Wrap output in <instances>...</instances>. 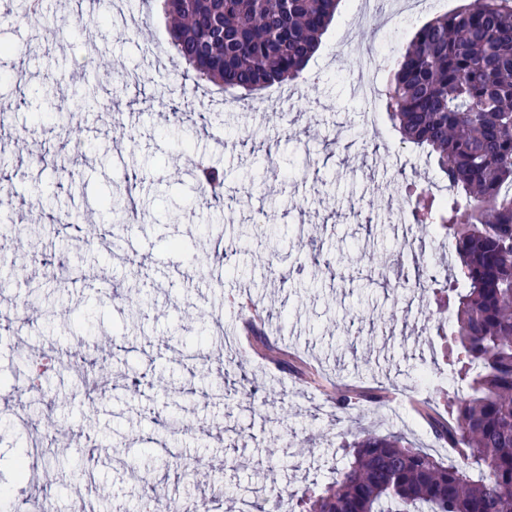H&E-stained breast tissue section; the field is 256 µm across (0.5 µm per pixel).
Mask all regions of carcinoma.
I'll use <instances>...</instances> for the list:
<instances>
[{
  "label": "carcinoma",
  "mask_w": 512,
  "mask_h": 512,
  "mask_svg": "<svg viewBox=\"0 0 512 512\" xmlns=\"http://www.w3.org/2000/svg\"><path fill=\"white\" fill-rule=\"evenodd\" d=\"M341 0H162L171 48L222 89L294 81ZM385 106L403 141L428 150L455 193L405 186L411 232L448 229L457 260L455 326L446 360L451 424L436 436L461 452L447 464L399 434L344 446V466L303 512H512V0H470L421 26L394 61ZM201 193L224 197V170L192 164ZM100 207L136 211L132 188Z\"/></svg>",
  "instance_id": "1"
}]
</instances>
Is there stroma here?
I'll use <instances>...</instances> for the list:
<instances>
[{
    "mask_svg": "<svg viewBox=\"0 0 512 512\" xmlns=\"http://www.w3.org/2000/svg\"><path fill=\"white\" fill-rule=\"evenodd\" d=\"M9 2L0 7V45L12 48L0 55V101L12 104L0 122V199L38 246L26 253V279L0 291V310L15 314L0 333V491L30 498L34 483L49 482L47 512H70L79 496L91 512H139L135 477L145 474L159 496L186 506L220 483L227 495L217 512H236L232 493L243 484L324 490L344 444L365 432H398L455 461L415 410L421 400L446 410L448 338L431 324L439 312L394 285L419 269L445 281L454 259L444 230L407 249L406 225L391 221L406 204L404 181L448 183L402 142L387 112L368 115L356 87L376 49L402 50L465 0L429 9L387 0L368 19L361 0H341L301 79L263 91L257 112L174 61L146 68L153 47L167 45L161 0H117L102 13L122 16L123 27L64 25L53 37L22 21L24 0ZM89 86L114 111L33 121L43 90L54 89L67 112ZM184 152L223 166V204L199 193L189 165L173 172ZM133 174L146 214L120 247L89 248L48 222L55 198L79 223H101L100 198ZM258 221L281 244L275 263L247 236ZM172 238L185 250L167 248ZM107 283L117 295L103 300ZM35 287L43 313L31 322L19 302ZM231 293L265 313L262 337L244 344L241 374L224 360L242 324L225 304ZM79 341L113 345L95 377L99 406L76 389L75 373L56 368L16 409L11 386L28 382L35 354H64ZM199 353L212 359L190 372ZM243 376L245 394L210 398ZM340 384L355 386L354 408L337 410ZM282 412L288 421L276 424ZM47 425L68 450L63 467L43 456L18 478V457ZM169 451L198 460L197 475L157 469Z\"/></svg>",
    "mask_w": 512,
    "mask_h": 512,
    "instance_id": "1",
    "label": "stroma"
}]
</instances>
